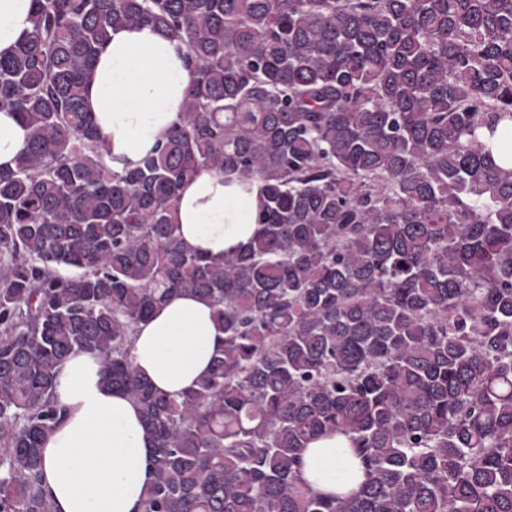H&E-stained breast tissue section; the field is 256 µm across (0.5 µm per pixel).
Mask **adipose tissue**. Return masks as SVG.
<instances>
[{"instance_id":"obj_1","label":"adipose tissue","mask_w":512,"mask_h":512,"mask_svg":"<svg viewBox=\"0 0 512 512\" xmlns=\"http://www.w3.org/2000/svg\"><path fill=\"white\" fill-rule=\"evenodd\" d=\"M32 0H0V54L31 28ZM194 71L162 32L138 26L114 32L87 84L86 107L109 147L113 170L132 167L165 139L183 110ZM260 184L200 168L180 189L172 219L184 243L211 259L244 249L257 229ZM224 343L208 302L171 297L131 340L135 366L155 388L178 398L206 374ZM55 399L64 421L42 444L46 488L56 512H142L154 480L153 437L139 404L102 382L101 364L76 353L63 363ZM302 478L325 496L346 495L366 478L351 438L331 435L304 452Z\"/></svg>"}]
</instances>
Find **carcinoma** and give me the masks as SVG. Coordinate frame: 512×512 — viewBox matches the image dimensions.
Returning <instances> with one entry per match:
<instances>
[{
	"instance_id": "1",
	"label": "carcinoma",
	"mask_w": 512,
	"mask_h": 512,
	"mask_svg": "<svg viewBox=\"0 0 512 512\" xmlns=\"http://www.w3.org/2000/svg\"><path fill=\"white\" fill-rule=\"evenodd\" d=\"M32 2L0 57L29 130L0 169V512H52L41 447L75 352L154 437L143 512H512V0ZM132 26L194 80L118 172L84 98ZM201 167L261 183L221 261L171 219ZM181 293L224 344L175 399L130 344ZM334 433L367 479L328 499L300 468Z\"/></svg>"
}]
</instances>
